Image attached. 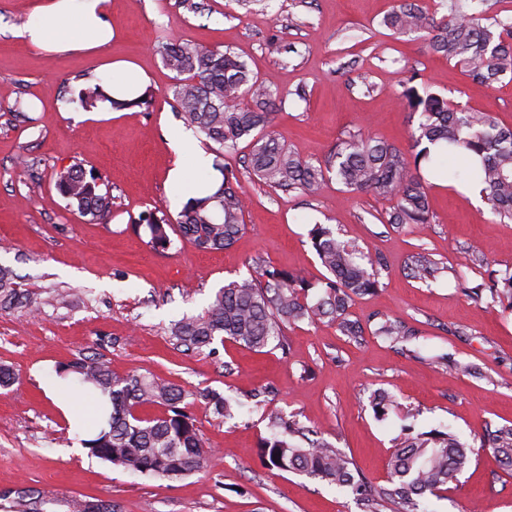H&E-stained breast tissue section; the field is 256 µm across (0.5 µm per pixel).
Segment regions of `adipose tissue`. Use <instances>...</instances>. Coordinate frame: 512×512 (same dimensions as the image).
Instances as JSON below:
<instances>
[{
	"mask_svg": "<svg viewBox=\"0 0 512 512\" xmlns=\"http://www.w3.org/2000/svg\"><path fill=\"white\" fill-rule=\"evenodd\" d=\"M110 0H39L19 35L49 52L91 51L112 41Z\"/></svg>",
	"mask_w": 512,
	"mask_h": 512,
	"instance_id": "obj_1",
	"label": "adipose tissue"
}]
</instances>
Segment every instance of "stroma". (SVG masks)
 Segmentation results:
<instances>
[{
  "label": "stroma",
  "mask_w": 512,
  "mask_h": 512,
  "mask_svg": "<svg viewBox=\"0 0 512 512\" xmlns=\"http://www.w3.org/2000/svg\"><path fill=\"white\" fill-rule=\"evenodd\" d=\"M36 3L0 0V265L47 301L35 314L0 311V363L21 377L0 389V512L9 509L2 493L18 488L109 499L119 512H363L347 490L261 463L271 413L317 431L378 486L403 427L447 426L478 448L485 427L512 423V310L464 294L512 270V222L472 201L461 182L431 191L433 221L423 229L383 223L389 200L332 179L314 196L246 181L245 229L222 251L177 240L158 252L139 225L147 212L181 210L171 199L168 143L186 128L158 51L167 38L227 47L246 61L281 93L274 129L305 158L322 157L357 130L409 150L414 118L395 96L414 72L451 102L512 126V76L486 88L429 53L418 35L392 34L382 21L395 0H111L114 36L97 53H47L15 37ZM116 60L146 74L149 108L69 105ZM76 162L107 184L109 223L68 210L55 173ZM317 222L383 266L376 291L349 309L362 336L303 321L285 327V348L263 353L231 341L192 352L170 340L171 321L198 313L224 283L250 271L303 270L322 284L308 237ZM420 253L438 263L436 281L411 277ZM386 319L411 336L375 335ZM94 352L117 374H150L242 402L231 419L204 400L190 405L209 451L205 470L171 481L89 455L58 407L75 394L58 385L55 369ZM456 360L476 365L483 378L458 375ZM377 391L395 395L401 413L377 421ZM475 504L512 512V472L487 451L428 496L426 508L470 512Z\"/></svg>",
  "instance_id": "35a3bbf8"
}]
</instances>
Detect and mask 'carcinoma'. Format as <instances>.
Masks as SVG:
<instances>
[{
	"label": "carcinoma",
	"mask_w": 512,
	"mask_h": 512,
	"mask_svg": "<svg viewBox=\"0 0 512 512\" xmlns=\"http://www.w3.org/2000/svg\"><path fill=\"white\" fill-rule=\"evenodd\" d=\"M483 0H450L448 14L437 19L417 4L404 0L383 20L395 35L425 34L429 51L461 66L475 83L492 87L512 73V23L490 20L475 10ZM165 66L175 73L171 87L177 116L209 150L221 157L250 146L246 171L250 179L276 190L311 196L333 177L350 192H370L393 201L383 217L386 224H429V182L422 164L430 161V147L440 146L462 158L471 179L482 185L493 215L512 221V127L503 126L489 112H472L448 99L419 89L412 74L402 83L398 99L417 116L409 132L417 152L407 155L398 145L361 132L348 134L323 160L303 159L287 148L273 130L283 98L255 77L230 49L208 48L187 40H169L159 47ZM149 92L133 99H114L96 84L79 95L85 110L107 101L115 109L148 107ZM223 179L216 190L187 203L178 217L149 215L144 219L149 244L165 251L170 233L199 251L227 249L243 233L247 205L237 174L215 163ZM56 185L69 209L92 224L110 220L112 199L101 189L100 178L74 163L56 173ZM309 238L329 274L323 295L308 299L312 283L300 272L265 268L230 280L210 297L196 315L170 323L169 335L189 350L201 351L215 341L229 340L257 352L283 345V327L303 321L328 320L345 336L357 338L364 327L352 320L348 308L354 298L373 291L379 282V262L361 253L325 224H316ZM415 277L436 278L438 267L419 256ZM493 302L512 305V272L502 287L490 289ZM34 293L17 288L13 271L0 266V310L40 308ZM374 334L397 340L410 335L397 322L385 320ZM61 379L100 401L99 429L83 440L89 453L135 474L178 480L207 466L208 451L188 411L192 393L172 381L146 375H118L96 355L83 356L58 370ZM198 396L215 414L231 418L236 406L219 392L207 389ZM377 418L398 407L388 394L374 396ZM161 408L160 415H150ZM271 436L262 444L261 460L272 468L296 472L350 490L368 512L389 504L396 512H427L426 496L447 489L472 461L475 449L452 432L432 430L407 436L394 447L386 484L373 486L341 449L311 439L292 416L270 415ZM499 465L512 471V425L487 431L481 443ZM63 512H116L112 501L95 497L60 498L47 491H12L11 512H44V506Z\"/></svg>",
	"instance_id": "1"
}]
</instances>
